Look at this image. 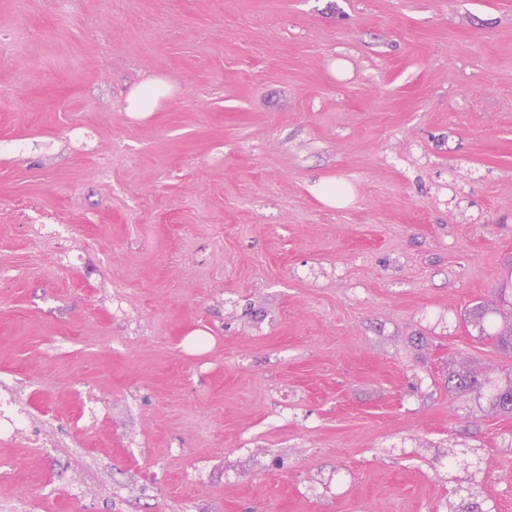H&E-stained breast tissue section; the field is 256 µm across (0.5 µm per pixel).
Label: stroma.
<instances>
[{
  "mask_svg": "<svg viewBox=\"0 0 512 512\" xmlns=\"http://www.w3.org/2000/svg\"><path fill=\"white\" fill-rule=\"evenodd\" d=\"M503 292L512 0H0V512H512ZM172 96V86L159 77H150L133 88L126 97V111L137 117H147L154 112L161 99ZM313 189L317 197L331 207L342 208L351 201V188L341 185L335 178H322Z\"/></svg>",
  "mask_w": 512,
  "mask_h": 512,
  "instance_id": "35a3bbf8",
  "label": "stroma"
}]
</instances>
